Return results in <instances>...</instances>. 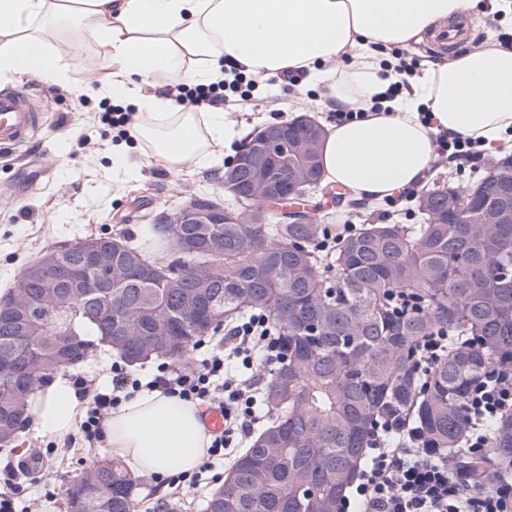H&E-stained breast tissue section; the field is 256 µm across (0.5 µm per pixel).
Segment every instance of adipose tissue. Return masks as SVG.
<instances>
[{
  "mask_svg": "<svg viewBox=\"0 0 512 512\" xmlns=\"http://www.w3.org/2000/svg\"><path fill=\"white\" fill-rule=\"evenodd\" d=\"M467 0H0V78L16 74L66 86L70 69L53 65L70 32L106 48L112 77L101 96L133 98V134L170 169L208 165L241 132L222 106L196 112L169 88L210 85L227 71L277 75L302 69L325 86L328 111L356 120L328 126L320 147L324 181L357 199H380L419 184L436 153V128L486 142L512 128V48L494 43L402 76L383 61L456 20ZM411 87L391 110L374 104L388 82ZM431 110L435 125L421 121ZM83 411L71 380L40 388L29 415L41 436L67 435ZM113 454L135 470L193 471L210 444L194 404L154 391L121 404L104 420Z\"/></svg>",
  "mask_w": 512,
  "mask_h": 512,
  "instance_id": "adipose-tissue-1",
  "label": "adipose tissue"
}]
</instances>
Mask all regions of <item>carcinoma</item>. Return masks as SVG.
<instances>
[{
  "mask_svg": "<svg viewBox=\"0 0 512 512\" xmlns=\"http://www.w3.org/2000/svg\"><path fill=\"white\" fill-rule=\"evenodd\" d=\"M282 152L288 170L320 184L318 148L297 140ZM466 212L445 208L435 188L415 206L424 223L359 225L329 259L316 249V214L235 199L233 224H192L217 256L180 255L183 276L165 256L176 238L148 225V237L117 235L110 245L112 287L97 295L112 335L82 315L61 336L55 305L0 307V430L17 434L29 399L56 373L97 349L132 367L151 358L183 363L205 333L208 311L224 318L261 312L280 338L279 360L263 380L266 422L213 490L203 512H338L383 416L404 412L449 465L472 485L492 489L512 471V413L488 426L489 448L454 453L465 436L466 396L492 368L512 366V178L486 173ZM135 268L150 274L139 277ZM412 295L404 314L392 293ZM446 329L469 339L448 351L428 376L416 359L423 339ZM69 512H139L135 478L118 461L84 471L67 490Z\"/></svg>",
  "mask_w": 512,
  "mask_h": 512,
  "instance_id": "carcinoma-1",
  "label": "carcinoma"
}]
</instances>
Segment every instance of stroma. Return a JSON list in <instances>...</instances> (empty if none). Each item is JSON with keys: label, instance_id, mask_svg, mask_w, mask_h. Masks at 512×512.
Here are the masks:
<instances>
[{"label": "stroma", "instance_id": "stroma-1", "mask_svg": "<svg viewBox=\"0 0 512 512\" xmlns=\"http://www.w3.org/2000/svg\"><path fill=\"white\" fill-rule=\"evenodd\" d=\"M72 58H90L88 70H76L68 87H55L17 75L0 81V92L26 88L37 96L42 124L26 143L0 146V297L20 271L49 247L91 237L131 235L144 238L152 216L177 211L195 196L227 199L224 171L241 142L217 154L205 168L171 170L147 156L140 143L116 137L101 120L109 99L97 90L111 71L102 48L84 42L71 46ZM322 84L306 80L292 89L258 84L249 99L229 94L231 118L246 133L307 114L321 125L333 124L318 100ZM131 169L117 165L118 158ZM335 185L309 193L304 203L324 227L380 223L416 224L417 211L390 212L382 201L355 208L352 195L336 198ZM107 442L87 446L79 430L56 441L24 430L0 449V492L15 495L18 512H67V489L87 468L110 458ZM227 466H216L199 485H174L166 477L140 474L141 512L157 501L177 503L178 512H200L207 492L222 485Z\"/></svg>", "mask_w": 512, "mask_h": 512}]
</instances>
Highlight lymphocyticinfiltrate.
<instances>
[{"label":"lymphocytic infiltrate","mask_w":512,"mask_h":512,"mask_svg":"<svg viewBox=\"0 0 512 512\" xmlns=\"http://www.w3.org/2000/svg\"><path fill=\"white\" fill-rule=\"evenodd\" d=\"M437 155L457 169L475 166L484 155L480 140L462 138L446 130L435 135ZM224 351L212 353L200 367L186 370L171 367L164 378L142 381L129 374L120 363L112 372L117 392H97L81 424L84 439L91 444L103 437L102 422L111 409L121 405L122 390L158 388L165 394L224 409V431L213 436L207 458L190 484L202 473L223 461L234 437L248 438L260 421L257 398L248 375L254 356L273 363L280 343L267 316L252 314L231 326ZM512 412V370H489L469 391L466 400L465 438L461 451L483 452L489 438L491 420ZM448 452L432 443L407 417L378 421L372 428L370 444L359 478L340 504V512H512V476L501 478L495 488L480 491L462 482L447 462Z\"/></svg>","instance_id":"obj_1"}]
</instances>
